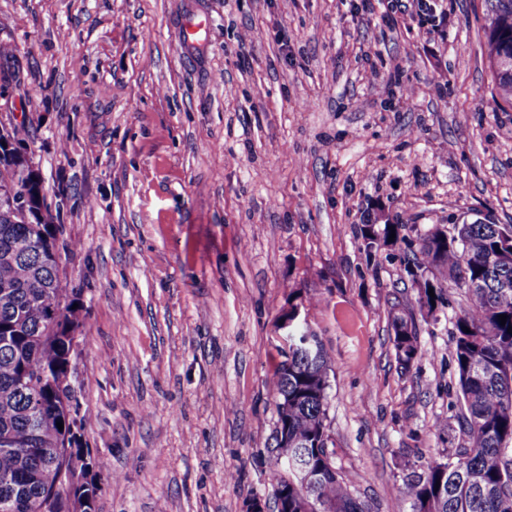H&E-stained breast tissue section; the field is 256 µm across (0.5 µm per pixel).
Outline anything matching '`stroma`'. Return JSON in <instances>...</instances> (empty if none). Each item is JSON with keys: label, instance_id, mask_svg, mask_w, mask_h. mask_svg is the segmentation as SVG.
I'll return each instance as SVG.
<instances>
[{"label": "stroma", "instance_id": "obj_1", "mask_svg": "<svg viewBox=\"0 0 512 512\" xmlns=\"http://www.w3.org/2000/svg\"><path fill=\"white\" fill-rule=\"evenodd\" d=\"M442 28L361 0H0V121L25 141L81 291L76 435L96 512H277L270 380L283 317L327 351L328 451L372 512L457 447L451 317L389 312L435 226L512 224V104L485 0ZM409 93L400 101L399 92ZM405 225L367 256L364 224ZM391 325L394 331L395 355L403 369L407 370L422 357V351L418 344V329L416 318L410 310L394 311L391 314ZM398 326L406 328V333L399 331Z\"/></svg>", "mask_w": 512, "mask_h": 512}]
</instances>
